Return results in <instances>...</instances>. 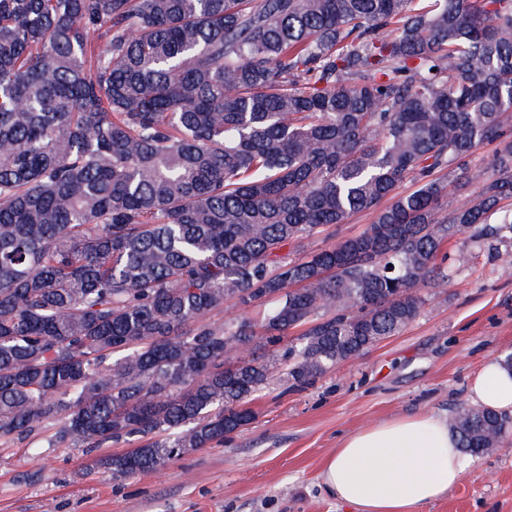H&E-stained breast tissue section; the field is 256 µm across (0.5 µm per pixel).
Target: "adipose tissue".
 <instances>
[{"label": "adipose tissue", "instance_id": "1", "mask_svg": "<svg viewBox=\"0 0 512 512\" xmlns=\"http://www.w3.org/2000/svg\"><path fill=\"white\" fill-rule=\"evenodd\" d=\"M472 404L512 413V371L487 360L469 385ZM466 461L445 416L394 418L345 436L321 472L325 493L354 512H420L444 499Z\"/></svg>", "mask_w": 512, "mask_h": 512}]
</instances>
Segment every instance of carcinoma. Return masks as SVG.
<instances>
[{
    "mask_svg": "<svg viewBox=\"0 0 512 512\" xmlns=\"http://www.w3.org/2000/svg\"><path fill=\"white\" fill-rule=\"evenodd\" d=\"M458 236L512 264V0H0V440L140 441L114 480L220 445L400 334ZM373 215L370 213H359L349 218L344 224H338L332 228L335 233V239H344L358 235L366 226L370 224Z\"/></svg>",
    "mask_w": 512,
    "mask_h": 512,
    "instance_id": "1",
    "label": "carcinoma"
}]
</instances>
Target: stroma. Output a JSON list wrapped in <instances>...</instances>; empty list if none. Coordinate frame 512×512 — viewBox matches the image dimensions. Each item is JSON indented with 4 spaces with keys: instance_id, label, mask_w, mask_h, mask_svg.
Masks as SVG:
<instances>
[{
    "instance_id": "obj_1",
    "label": "stroma",
    "mask_w": 512,
    "mask_h": 512,
    "mask_svg": "<svg viewBox=\"0 0 512 512\" xmlns=\"http://www.w3.org/2000/svg\"><path fill=\"white\" fill-rule=\"evenodd\" d=\"M458 248L445 243L452 280L421 289V313L402 333L305 389L257 393L256 420L224 444L116 481L101 462L132 443L58 447L49 429L0 441V512H352L320 486L345 435L398 416L451 415L485 360L512 353V265ZM421 512H512V450L469 458L459 484Z\"/></svg>"
}]
</instances>
